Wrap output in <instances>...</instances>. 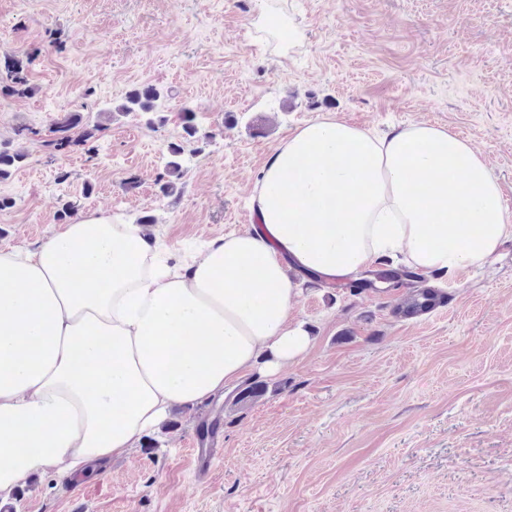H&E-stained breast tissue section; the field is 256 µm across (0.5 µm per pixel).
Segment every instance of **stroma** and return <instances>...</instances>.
<instances>
[{"instance_id":"obj_1","label":"stroma","mask_w":512,"mask_h":512,"mask_svg":"<svg viewBox=\"0 0 512 512\" xmlns=\"http://www.w3.org/2000/svg\"><path fill=\"white\" fill-rule=\"evenodd\" d=\"M0 0V248H35L103 213L179 261L245 230L273 150L334 117L385 133L426 122L468 139L512 209V0ZM33 54L32 94L5 63ZM151 85L162 121L114 113ZM205 143L186 142L182 107ZM96 136L51 152L63 117ZM184 146L182 190L157 184ZM66 180H58L59 172ZM447 304L397 315L405 289L356 295L309 281L293 314L312 336L267 393L174 407L107 472L34 477L14 512H512V240L483 267L428 275ZM218 422L223 450L197 480L190 450Z\"/></svg>"}]
</instances>
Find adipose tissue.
<instances>
[{
  "instance_id": "adipose-tissue-1",
  "label": "adipose tissue",
  "mask_w": 512,
  "mask_h": 512,
  "mask_svg": "<svg viewBox=\"0 0 512 512\" xmlns=\"http://www.w3.org/2000/svg\"><path fill=\"white\" fill-rule=\"evenodd\" d=\"M252 206L257 226L176 265L102 214L0 249V498L37 474H86L171 406L297 363L306 276L345 282L400 254L452 278L512 238L483 155L424 122L383 135L310 122L271 153Z\"/></svg>"
}]
</instances>
